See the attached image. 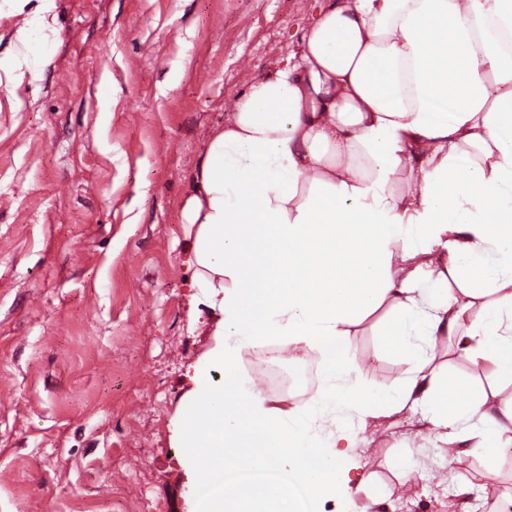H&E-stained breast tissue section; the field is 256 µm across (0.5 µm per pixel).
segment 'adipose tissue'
<instances>
[{"label": "adipose tissue", "instance_id": "ef3b65f1", "mask_svg": "<svg viewBox=\"0 0 512 512\" xmlns=\"http://www.w3.org/2000/svg\"><path fill=\"white\" fill-rule=\"evenodd\" d=\"M183 218L217 335L284 336L347 374L351 327L390 306L388 347L410 369L366 393L363 416L416 411L489 458L512 445L498 390L512 385V0H332L211 134ZM418 336L492 366L498 386L449 383ZM214 360L223 380L199 373L179 420L205 482L285 467L295 483H229L206 512H299L297 486L335 495V458L243 390L231 352Z\"/></svg>", "mask_w": 512, "mask_h": 512}]
</instances>
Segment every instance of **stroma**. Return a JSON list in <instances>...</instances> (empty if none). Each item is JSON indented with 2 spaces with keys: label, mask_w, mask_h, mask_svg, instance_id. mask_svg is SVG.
I'll return each mask as SVG.
<instances>
[{
  "label": "stroma",
  "mask_w": 512,
  "mask_h": 512,
  "mask_svg": "<svg viewBox=\"0 0 512 512\" xmlns=\"http://www.w3.org/2000/svg\"><path fill=\"white\" fill-rule=\"evenodd\" d=\"M0 0V512H203L176 420L211 356L234 348L254 390L262 352L213 335L187 264L190 176L254 79L298 51L327 0ZM377 310L350 330L354 370L319 371L301 418L337 455L317 512H500L496 465L449 455L413 414L361 419L325 401L382 389L409 365Z\"/></svg>",
  "instance_id": "stroma-1"
}]
</instances>
